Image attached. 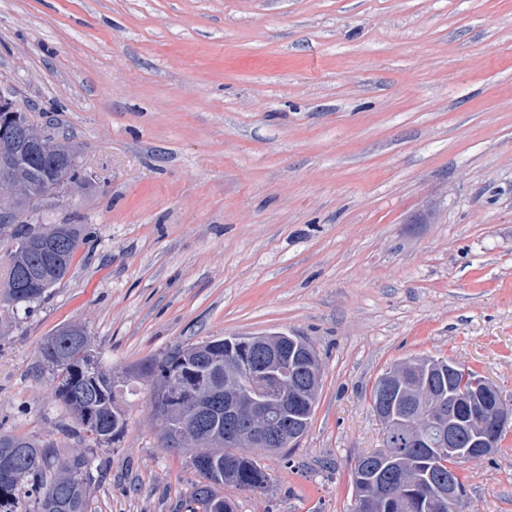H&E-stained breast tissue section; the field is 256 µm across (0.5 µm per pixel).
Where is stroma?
Instances as JSON below:
<instances>
[{
	"label": "stroma",
	"mask_w": 512,
	"mask_h": 512,
	"mask_svg": "<svg viewBox=\"0 0 512 512\" xmlns=\"http://www.w3.org/2000/svg\"><path fill=\"white\" fill-rule=\"evenodd\" d=\"M0 96L75 146L32 224L85 240L0 309V432L86 450L39 348L84 325L103 368L282 332L323 368L307 433L236 512H351L383 446L369 395L450 359L512 397V0H0ZM147 393L95 449L88 512H180L198 475ZM463 512H512V424L461 463Z\"/></svg>",
	"instance_id": "35a3bbf8"
}]
</instances>
